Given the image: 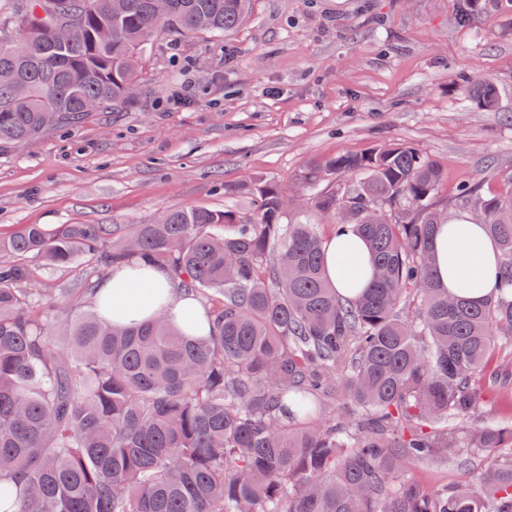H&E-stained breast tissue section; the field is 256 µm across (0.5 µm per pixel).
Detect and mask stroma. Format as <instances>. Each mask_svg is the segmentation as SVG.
<instances>
[{"instance_id": "35a3bbf8", "label": "stroma", "mask_w": 512, "mask_h": 512, "mask_svg": "<svg viewBox=\"0 0 512 512\" xmlns=\"http://www.w3.org/2000/svg\"><path fill=\"white\" fill-rule=\"evenodd\" d=\"M253 0L218 38L154 39L138 109L91 112L0 147V236L25 224H147L167 210L252 208L242 185L299 187L305 170L396 145L436 162L434 198L471 215L462 186L512 192V0ZM494 83L486 109L470 80ZM469 426L512 425V378ZM484 456L409 464L424 488L475 481Z\"/></svg>"}]
</instances>
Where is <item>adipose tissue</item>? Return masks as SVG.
<instances>
[{"label":"adipose tissue","instance_id":"1","mask_svg":"<svg viewBox=\"0 0 512 512\" xmlns=\"http://www.w3.org/2000/svg\"><path fill=\"white\" fill-rule=\"evenodd\" d=\"M438 262L433 277L438 287L470 300L496 294L500 285V254L484 225L455 219L442 225L435 240ZM325 272L340 294L357 283H369L371 253L348 227L326 243ZM99 313L125 325L153 319L159 312L177 316L188 328L206 331L207 313L191 293L178 288L166 269L141 267L134 261L113 266L92 296Z\"/></svg>","mask_w":512,"mask_h":512}]
</instances>
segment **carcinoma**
Masks as SVG:
<instances>
[{"instance_id":"1","label":"carcinoma","mask_w":512,"mask_h":512,"mask_svg":"<svg viewBox=\"0 0 512 512\" xmlns=\"http://www.w3.org/2000/svg\"><path fill=\"white\" fill-rule=\"evenodd\" d=\"M47 0H0V143L114 106L131 94L161 35L241 27L252 0H68L63 42L36 54L14 41ZM467 93L491 108L488 80ZM357 176L310 208L356 227L371 249L367 288L340 295L325 242L284 223L293 191L252 183L249 212L167 210L116 233L110 224H25L0 238V512H512V426L456 427L477 411L476 376L512 343V194L461 191L501 257L483 302L435 286V207L443 172L408 147L339 156L303 176ZM104 274L135 259L163 265L208 314L188 336L167 317L118 325L96 311L60 349L28 259ZM74 310L90 288H57ZM413 307V313L404 309ZM480 452L476 487L426 491L405 475Z\"/></svg>"}]
</instances>
